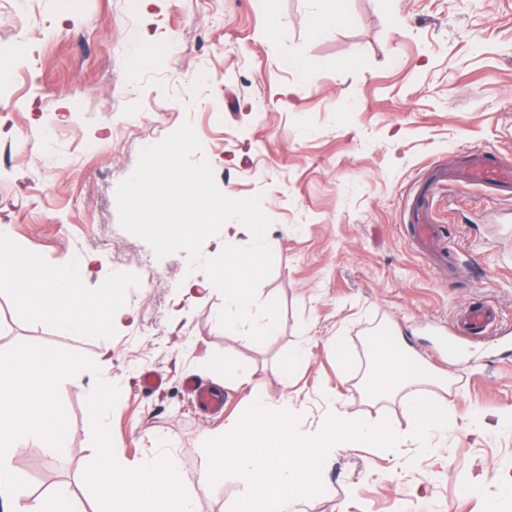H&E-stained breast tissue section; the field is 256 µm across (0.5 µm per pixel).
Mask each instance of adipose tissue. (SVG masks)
<instances>
[{"label":"adipose tissue","instance_id":"obj_1","mask_svg":"<svg viewBox=\"0 0 512 512\" xmlns=\"http://www.w3.org/2000/svg\"><path fill=\"white\" fill-rule=\"evenodd\" d=\"M91 264V259L87 258L77 265L60 263L34 267L37 287L31 302L43 317L97 336L110 330L113 322L122 320L124 314L115 306L114 295L109 294L101 300L99 321L90 323L85 320L86 297L82 292V282ZM368 352L372 369L367 391L372 396L385 397L397 388L415 384L423 376L414 360L395 344L372 340L368 343Z\"/></svg>","mask_w":512,"mask_h":512}]
</instances>
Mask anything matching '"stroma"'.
<instances>
[{
    "mask_svg": "<svg viewBox=\"0 0 512 512\" xmlns=\"http://www.w3.org/2000/svg\"><path fill=\"white\" fill-rule=\"evenodd\" d=\"M323 9L345 21L312 34ZM0 69V238L15 247L0 252V351L40 344L100 369L58 385L66 448L29 439L13 449L32 495L65 483L88 496L86 398L100 377L118 388L116 455L134 464L167 441L197 512H228L242 485L202 483L204 444L247 411L251 387L288 404L304 432L346 412L406 427L403 395L366 389L367 341L384 332L435 377L419 390L456 422L436 455L413 440L390 455L338 451L300 512H512V203L479 185L439 190L443 271L406 231L433 170L485 147L512 161V0H154L145 12L134 0H0ZM186 121L220 191L261 196L272 220L273 264L256 301L277 299L279 318L264 342L225 334L219 290L182 297L186 276L210 281L185 252L157 257L119 224L116 189L141 149ZM19 254L40 264L99 256L84 294L97 299L118 280L132 320L93 337L38 315L13 282ZM481 305L495 321L473 336L462 317ZM300 346L306 358L283 382L280 364ZM203 348L253 372L248 384L219 382L220 414L182 387L202 378ZM149 369L161 386L144 388Z\"/></svg>",
    "mask_w": 512,
    "mask_h": 512,
    "instance_id": "1",
    "label": "stroma"
}]
</instances>
